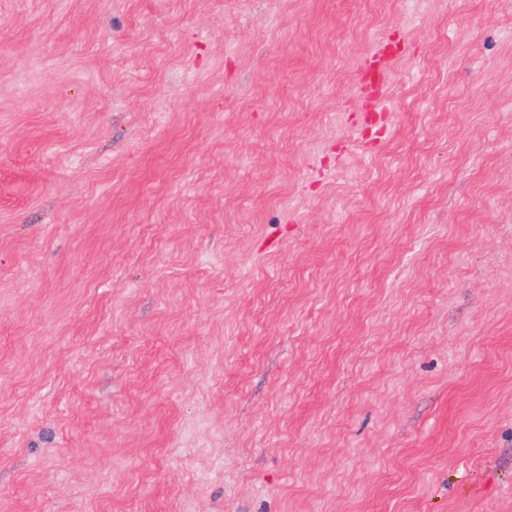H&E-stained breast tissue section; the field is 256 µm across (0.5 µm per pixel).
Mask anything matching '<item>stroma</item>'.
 Instances as JSON below:
<instances>
[{"instance_id":"35a3bbf8","label":"stroma","mask_w":512,"mask_h":512,"mask_svg":"<svg viewBox=\"0 0 512 512\" xmlns=\"http://www.w3.org/2000/svg\"><path fill=\"white\" fill-rule=\"evenodd\" d=\"M0 512H512V0H0ZM377 56L372 59H366L363 61L360 67V73L362 74L361 89L364 90L366 86V76L369 73H374L378 84H381L387 77L388 71L391 64L394 61V55L385 53L375 60Z\"/></svg>"}]
</instances>
